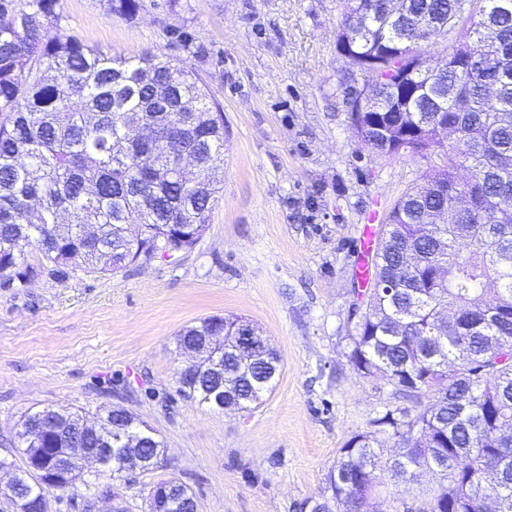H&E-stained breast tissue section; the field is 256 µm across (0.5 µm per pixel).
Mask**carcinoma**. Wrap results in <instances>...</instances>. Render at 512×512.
<instances>
[{
  "label": "carcinoma",
  "instance_id": "cac0c4a2",
  "mask_svg": "<svg viewBox=\"0 0 512 512\" xmlns=\"http://www.w3.org/2000/svg\"><path fill=\"white\" fill-rule=\"evenodd\" d=\"M0 0V283L25 288L46 274H116L154 259L175 230L190 251L204 234L224 167V113L196 74L163 54L103 55L79 39L50 36L60 0ZM339 88L349 126L364 148L439 162L390 210L374 256L366 308L348 336L349 360L364 378L382 377L418 400L375 424L391 429L384 454L373 432L351 436L326 475L329 495L311 512H374L382 485L421 472L437 491L419 512H512V0H336ZM127 19L141 0H104ZM497 31L484 37L486 20ZM363 78V108L347 91ZM455 136H442L440 127ZM138 126L162 133L143 142ZM197 176H179L182 155ZM438 225L433 237L423 225ZM96 232L89 236L84 227ZM38 251L37 262L27 260ZM220 323L226 340L256 328L238 317H208L179 338ZM224 402L261 405L276 387L279 358L267 343L249 363L224 349ZM176 391L217 408L209 378L175 379ZM80 444L113 477L128 439L154 459L164 443L131 411ZM77 411L29 412L17 437L41 438L51 466L73 448ZM155 496L156 512H194L192 491Z\"/></svg>",
  "mask_w": 512,
  "mask_h": 512
}]
</instances>
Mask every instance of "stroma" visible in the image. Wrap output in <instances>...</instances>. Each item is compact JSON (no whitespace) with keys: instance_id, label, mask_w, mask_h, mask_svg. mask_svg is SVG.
Segmentation results:
<instances>
[{"instance_id":"stroma-1","label":"stroma","mask_w":512,"mask_h":512,"mask_svg":"<svg viewBox=\"0 0 512 512\" xmlns=\"http://www.w3.org/2000/svg\"><path fill=\"white\" fill-rule=\"evenodd\" d=\"M61 14L60 34L104 54L163 53L196 73L224 112L222 190L187 253L0 287V459L23 465L15 430L27 412L91 419L119 406L164 442L161 466L76 481L49 494L50 512H83L89 499L108 512L110 491L144 512L168 478L197 512H309L345 442L414 407L353 368L348 334L364 227H381L427 162L358 143L338 88L336 0H142L133 19L102 0H61ZM213 315L250 322L278 351L259 407L222 412L177 394L178 336Z\"/></svg>"}]
</instances>
